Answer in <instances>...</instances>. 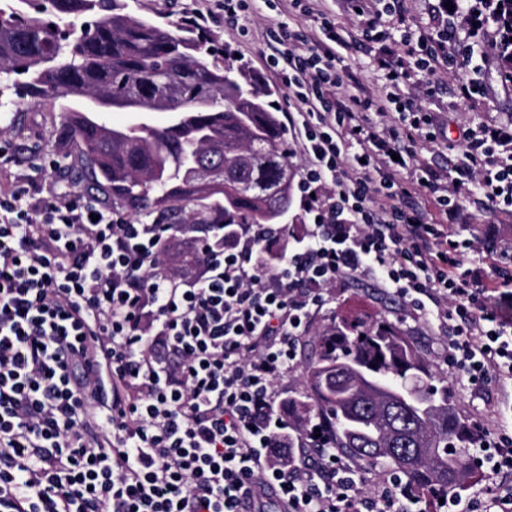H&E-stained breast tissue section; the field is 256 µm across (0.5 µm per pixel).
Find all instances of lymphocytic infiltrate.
I'll use <instances>...</instances> for the list:
<instances>
[{"label":"lymphocytic infiltrate","instance_id":"lymphocytic-infiltrate-1","mask_svg":"<svg viewBox=\"0 0 512 512\" xmlns=\"http://www.w3.org/2000/svg\"><path fill=\"white\" fill-rule=\"evenodd\" d=\"M350 3L362 38L382 46L373 98L347 92L346 42L323 12L308 10L324 34L315 43L277 24L272 74L293 101L313 219L295 249L272 253L266 224H211L173 270L162 260L171 225L80 195L36 202L24 180L0 192V512H268L271 497L279 512H421L396 477L364 496L328 423L299 430L280 413L302 338L347 276L436 325L472 386L512 382V250L476 225L451 229L468 202L512 211V127L463 129L445 185L410 167L420 133L446 132L404 93L445 71L474 101L482 82L457 33L483 40L491 64L506 28L471 0H433L419 31L404 0ZM372 110L394 124L376 130ZM415 194L433 198L437 219L406 204ZM473 437L480 464L512 474L511 434L479 425Z\"/></svg>","mask_w":512,"mask_h":512}]
</instances>
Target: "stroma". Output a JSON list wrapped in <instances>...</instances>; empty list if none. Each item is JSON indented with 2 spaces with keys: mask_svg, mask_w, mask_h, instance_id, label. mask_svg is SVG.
Here are the masks:
<instances>
[{
  "mask_svg": "<svg viewBox=\"0 0 512 512\" xmlns=\"http://www.w3.org/2000/svg\"><path fill=\"white\" fill-rule=\"evenodd\" d=\"M126 2L131 13L160 24L179 21L193 13L201 14L199 29L222 56L237 57L256 88L275 86L276 80L268 63L274 47L269 31L275 27L279 15L267 7L264 0H255L251 13L235 23L224 18V0ZM325 7L350 44L342 57L354 86L363 88L366 94H377L380 82L371 61L378 52V44L360 37L345 0H326ZM484 83L487 93L475 104L458 102L452 87L448 86L437 97L423 99L422 105L426 110L437 113L452 137L458 136L460 129L476 125L490 115L502 121L512 119V89L502 86L492 69L485 71ZM0 141L13 147L12 162L0 169V184L20 176L32 179L34 187L39 189L44 178L49 177L57 193L83 194V187L73 186L60 171L70 150L61 129L60 104H26L13 108L6 116H0ZM332 298V303L316 317L313 334H320L333 319L348 318L358 313L402 324L406 332L415 337L421 354L431 365L435 381L448 384L459 416L471 425L478 421L485 423L492 433L512 434V388L493 384L480 392L473 390L465 376L445 363L447 338L424 322L410 318L400 298L380 292L365 279L336 287Z\"/></svg>",
  "mask_w": 512,
  "mask_h": 512,
  "instance_id": "stroma-1",
  "label": "stroma"
}]
</instances>
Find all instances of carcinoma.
Listing matches in <instances>:
<instances>
[{
  "label": "carcinoma",
  "mask_w": 512,
  "mask_h": 512,
  "mask_svg": "<svg viewBox=\"0 0 512 512\" xmlns=\"http://www.w3.org/2000/svg\"><path fill=\"white\" fill-rule=\"evenodd\" d=\"M28 6L31 15L22 9ZM184 22L136 17L124 0H16L0 6V84L37 102L70 97L62 113L68 166L112 203L166 212L224 200L226 224H277L288 210L286 132L268 97L243 85ZM135 89L143 112L123 127L87 115L90 94ZM308 400H288L298 428L331 419L335 448L362 466L384 464L413 494L458 495L473 436L433 384L430 364L396 324L357 314L314 338Z\"/></svg>",
  "instance_id": "1"
}]
</instances>
